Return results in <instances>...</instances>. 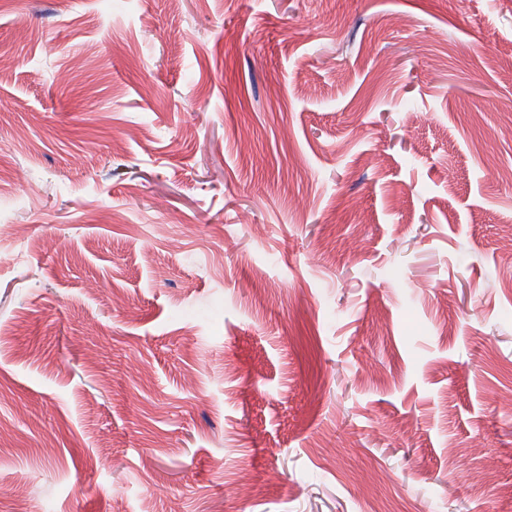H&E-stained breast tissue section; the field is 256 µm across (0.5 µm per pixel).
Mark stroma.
Here are the masks:
<instances>
[{
  "label": "stroma",
  "instance_id": "35a3bbf8",
  "mask_svg": "<svg viewBox=\"0 0 512 512\" xmlns=\"http://www.w3.org/2000/svg\"><path fill=\"white\" fill-rule=\"evenodd\" d=\"M0 98V512H512V0H0Z\"/></svg>",
  "mask_w": 512,
  "mask_h": 512
}]
</instances>
